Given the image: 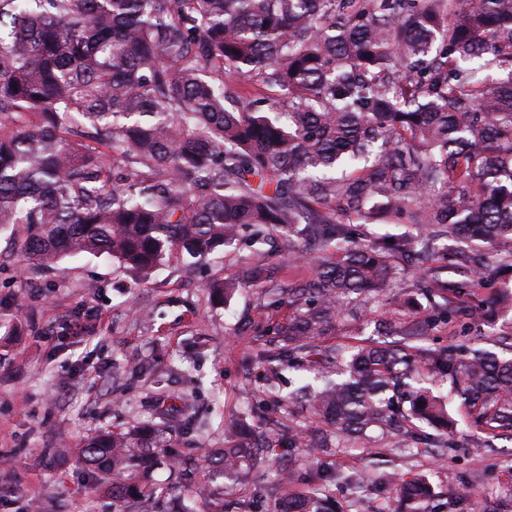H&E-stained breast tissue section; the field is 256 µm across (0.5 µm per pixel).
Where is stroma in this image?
<instances>
[{
  "instance_id": "obj_1",
  "label": "stroma",
  "mask_w": 512,
  "mask_h": 512,
  "mask_svg": "<svg viewBox=\"0 0 512 512\" xmlns=\"http://www.w3.org/2000/svg\"><path fill=\"white\" fill-rule=\"evenodd\" d=\"M241 257L237 249L221 250L196 272L171 260L149 283L131 288L116 262L89 256L33 286L18 274L23 258L0 237V512H25L33 499L40 512H120L110 491L90 488L78 451L98 431L150 419L167 400L205 430L180 435L175 467L153 470V494L131 512H174L180 499L202 512L190 485L219 487L224 479L203 464L201 447H223L225 420H256L267 407L261 392L269 367L253 358L258 341L237 335V318L282 322L289 315L261 308L254 288L225 305L211 303L206 282L233 272ZM411 287L400 282L385 304L343 318L327 344L377 339L376 321L404 310ZM499 336H512V313L491 327L456 317L434 326L429 343L441 348L457 338L488 348ZM473 436L464 429L445 457L363 447L316 465L301 457L293 486L308 490L318 466L360 470L367 474L361 488L340 486L337 496L352 512H384L391 500L380 475L422 472L441 492L471 483L483 512H503L512 497V441L478 463L469 452Z\"/></svg>"
}]
</instances>
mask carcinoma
I'll list each match as a JSON object with an SVG mask.
<instances>
[{"label": "carcinoma", "mask_w": 512, "mask_h": 512, "mask_svg": "<svg viewBox=\"0 0 512 512\" xmlns=\"http://www.w3.org/2000/svg\"><path fill=\"white\" fill-rule=\"evenodd\" d=\"M249 81L276 95L249 98ZM365 224L411 231L364 236ZM3 232L29 280L106 255L139 285L172 257L192 267L246 249L208 283L213 297L255 287L263 307L291 310L241 325L277 337L257 359L302 368L318 356L296 390L318 425L268 406L282 447L316 459L379 434L444 453L463 417L481 458L512 440V355L425 347L428 324L414 321L399 323L397 345L315 341L352 296L383 304L412 269L446 321L470 295L445 276L453 260L480 281L512 266V0H0ZM273 232L295 256L318 252L304 284L265 261ZM182 431L161 413L93 436L82 460L117 501L140 499L154 449ZM274 449L235 420L205 462L234 487ZM293 477L282 471L273 512H344L331 488L364 481L318 469L308 492ZM380 482L398 512H435L426 477ZM448 512H478L469 483L448 492Z\"/></svg>", "instance_id": "carcinoma-1"}]
</instances>
